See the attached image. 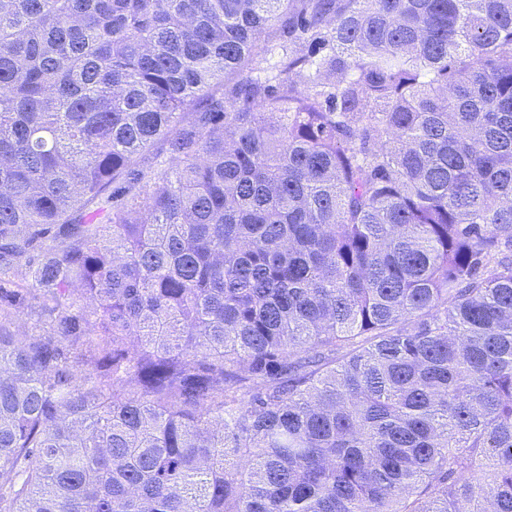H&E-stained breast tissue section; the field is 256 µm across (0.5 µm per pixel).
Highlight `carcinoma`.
<instances>
[{
	"instance_id": "1",
	"label": "carcinoma",
	"mask_w": 512,
	"mask_h": 512,
	"mask_svg": "<svg viewBox=\"0 0 512 512\" xmlns=\"http://www.w3.org/2000/svg\"><path fill=\"white\" fill-rule=\"evenodd\" d=\"M0 512H512V0H0Z\"/></svg>"
}]
</instances>
